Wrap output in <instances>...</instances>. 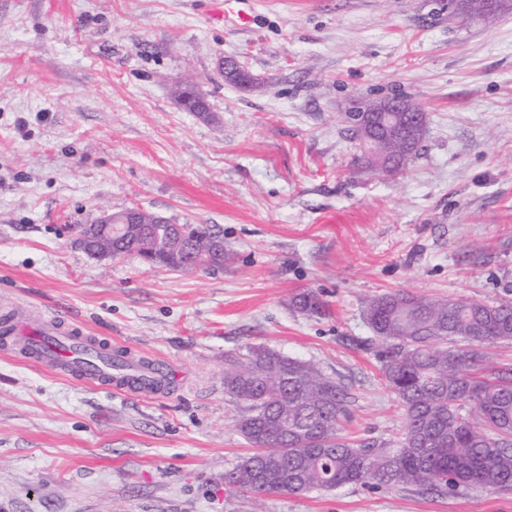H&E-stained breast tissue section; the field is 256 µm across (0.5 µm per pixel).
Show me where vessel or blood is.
<instances>
[{"mask_svg": "<svg viewBox=\"0 0 512 512\" xmlns=\"http://www.w3.org/2000/svg\"><path fill=\"white\" fill-rule=\"evenodd\" d=\"M13 345L29 359L77 385H95L142 397L158 395L168 387L170 370L166 365H146L113 350L111 343L59 314H1L0 347Z\"/></svg>", "mask_w": 512, "mask_h": 512, "instance_id": "obj_1", "label": "vessel or blood"}]
</instances>
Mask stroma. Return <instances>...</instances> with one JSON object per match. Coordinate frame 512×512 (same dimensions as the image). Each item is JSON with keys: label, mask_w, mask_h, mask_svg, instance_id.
I'll return each instance as SVG.
<instances>
[{"label": "stroma", "mask_w": 512, "mask_h": 512, "mask_svg": "<svg viewBox=\"0 0 512 512\" xmlns=\"http://www.w3.org/2000/svg\"><path fill=\"white\" fill-rule=\"evenodd\" d=\"M0 0V309L70 313L173 381L140 397L0 352V512H512V491L345 486L229 493L250 446L224 356L265 344L348 387L346 432L405 419L367 302L401 290L512 302V13L457 26L447 0ZM233 57L255 83L224 80ZM202 85L208 111L174 91ZM407 96L421 154L358 161L354 99ZM139 206L207 224L223 268L100 260L76 232ZM324 315L294 312L304 290Z\"/></svg>", "instance_id": "stroma-1"}]
</instances>
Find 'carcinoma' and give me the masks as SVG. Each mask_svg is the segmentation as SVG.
Here are the masks:
<instances>
[{
	"label": "carcinoma",
	"mask_w": 512,
	"mask_h": 512,
	"mask_svg": "<svg viewBox=\"0 0 512 512\" xmlns=\"http://www.w3.org/2000/svg\"><path fill=\"white\" fill-rule=\"evenodd\" d=\"M426 131L393 137L377 152L404 169L420 154ZM183 244H158L173 225L139 233L89 236L85 249L136 254L151 265L190 273L224 266V243L193 244L200 224H184ZM299 313L320 315L310 290L292 297ZM365 319L378 343L382 380L401 406L405 427L388 440L352 442L341 434L349 393L314 364L254 345L224 359V394L240 404L236 427L253 451L224 469V486L259 500L271 493L334 491L347 485L455 495L462 490H512V366L478 368L481 347L512 343V303L429 298L402 291L371 299ZM460 337L462 351L444 347Z\"/></svg>",
	"instance_id": "1"
}]
</instances>
